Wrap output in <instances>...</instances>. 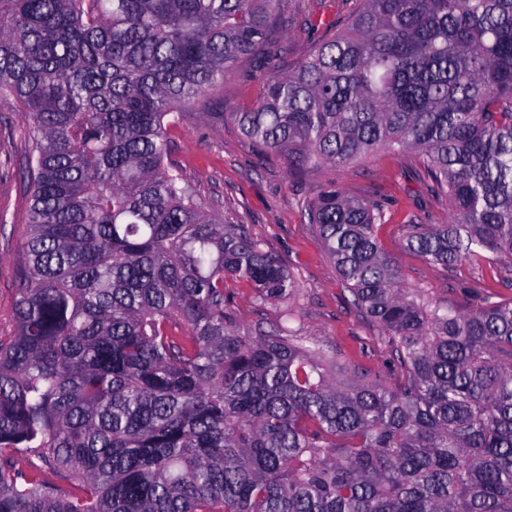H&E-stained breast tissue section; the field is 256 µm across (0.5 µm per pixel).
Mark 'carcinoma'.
I'll return each mask as SVG.
<instances>
[{"instance_id": "obj_1", "label": "carcinoma", "mask_w": 512, "mask_h": 512, "mask_svg": "<svg viewBox=\"0 0 512 512\" xmlns=\"http://www.w3.org/2000/svg\"><path fill=\"white\" fill-rule=\"evenodd\" d=\"M280 2L0 0V94L31 142L0 512H512V301L422 304L377 198L328 183L305 213L396 387L346 385L229 306L228 279L261 304L295 281L168 163L170 131L264 55ZM232 116L293 174L416 154L449 219L406 225V249L512 266V0H361Z\"/></svg>"}]
</instances>
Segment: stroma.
Wrapping results in <instances>:
<instances>
[{
	"label": "stroma",
	"mask_w": 512,
	"mask_h": 512,
	"mask_svg": "<svg viewBox=\"0 0 512 512\" xmlns=\"http://www.w3.org/2000/svg\"><path fill=\"white\" fill-rule=\"evenodd\" d=\"M359 7L360 0H283L280 12L289 24L276 32L271 56L240 62L223 85L184 111L171 130L169 161L183 170L202 201L224 222L243 225L294 275L297 291L285 304L257 303L248 285L228 282L230 306L239 323L275 324L291 315V328L332 358L338 379L380 380L392 387L398 369L378 339L379 329L351 305L349 292L304 214L317 186L333 182L357 197L376 191L389 216L379 231L383 247L395 258L402 280L423 289L433 303L469 310L489 295L510 300L512 269L505 262L480 258L447 270L405 248L406 223L438 224L447 213L445 203L433 200L428 183L418 178L413 154L381 152L343 167L295 175L282 160L258 152L232 118L260 103L269 75L301 62L315 45L344 27ZM29 151L18 105L11 97H0V338L5 339L15 328V294L30 206Z\"/></svg>",
	"instance_id": "stroma-1"
}]
</instances>
